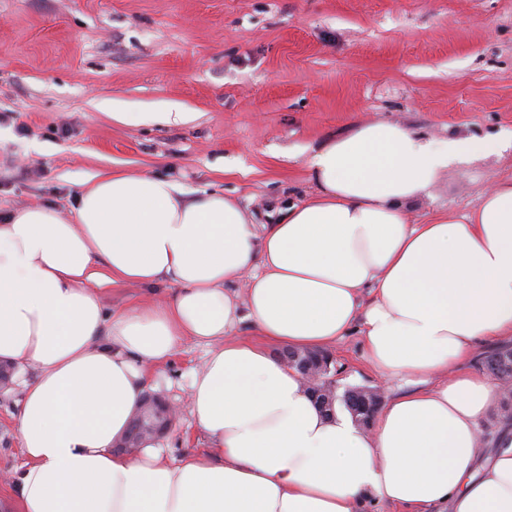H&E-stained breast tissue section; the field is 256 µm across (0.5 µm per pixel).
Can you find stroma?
I'll use <instances>...</instances> for the list:
<instances>
[{"label": "stroma", "instance_id": "35a3bbf8", "mask_svg": "<svg viewBox=\"0 0 512 512\" xmlns=\"http://www.w3.org/2000/svg\"><path fill=\"white\" fill-rule=\"evenodd\" d=\"M176 111L193 118H148ZM373 121L496 145L450 166L420 221L512 180V0H0V215L42 204L71 215L100 170L221 191L263 224L313 194L316 148ZM171 293L118 282L101 301L112 313ZM207 351L188 344L148 372L146 391L178 409L158 441L175 458L207 446L186 404ZM330 356L338 390H402L369 368L360 337ZM34 375L0 391L1 494L24 463L15 414Z\"/></svg>", "mask_w": 512, "mask_h": 512}]
</instances>
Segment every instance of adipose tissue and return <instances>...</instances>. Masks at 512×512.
I'll list each match as a JSON object with an SVG mask.
<instances>
[{
	"instance_id": "obj_1",
	"label": "adipose tissue",
	"mask_w": 512,
	"mask_h": 512,
	"mask_svg": "<svg viewBox=\"0 0 512 512\" xmlns=\"http://www.w3.org/2000/svg\"><path fill=\"white\" fill-rule=\"evenodd\" d=\"M482 150L363 124L311 155L313 198L271 224L221 193L109 172L74 218L38 205L0 219V360L39 370L10 512H512V432L478 455L501 388L475 365L512 335V180L460 216L412 221L440 173ZM118 281L175 292L109 315L97 288ZM244 322L262 343L234 337ZM354 333L374 372L413 385L367 431L323 412L269 350ZM189 342L210 346L188 394L208 448L115 453L148 370Z\"/></svg>"
}]
</instances>
